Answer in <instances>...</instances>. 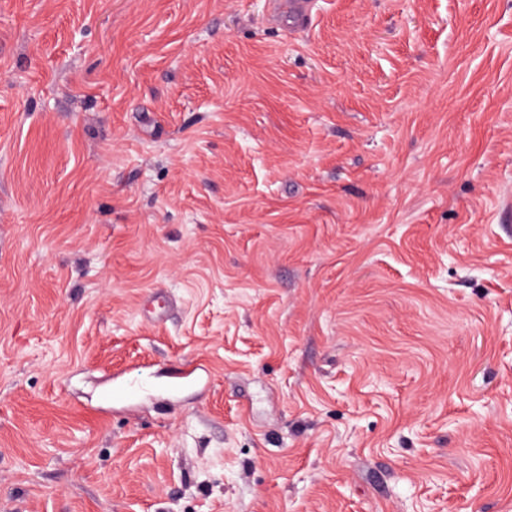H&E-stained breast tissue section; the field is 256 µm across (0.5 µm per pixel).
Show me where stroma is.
I'll use <instances>...</instances> for the list:
<instances>
[{
  "instance_id": "35a3bbf8",
  "label": "stroma",
  "mask_w": 512,
  "mask_h": 512,
  "mask_svg": "<svg viewBox=\"0 0 512 512\" xmlns=\"http://www.w3.org/2000/svg\"><path fill=\"white\" fill-rule=\"evenodd\" d=\"M0 512H512V0H0Z\"/></svg>"
}]
</instances>
